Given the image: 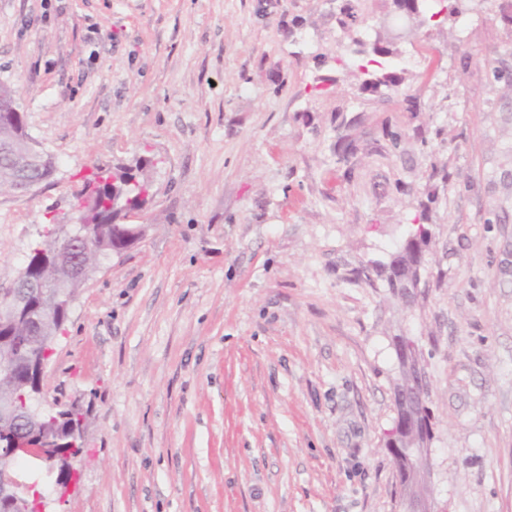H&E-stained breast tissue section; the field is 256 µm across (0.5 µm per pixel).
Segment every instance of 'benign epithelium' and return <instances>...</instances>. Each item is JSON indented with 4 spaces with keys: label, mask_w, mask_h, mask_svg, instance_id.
<instances>
[{
    "label": "benign epithelium",
    "mask_w": 512,
    "mask_h": 512,
    "mask_svg": "<svg viewBox=\"0 0 512 512\" xmlns=\"http://www.w3.org/2000/svg\"><path fill=\"white\" fill-rule=\"evenodd\" d=\"M0 120L11 128V135L0 140V158L13 170L9 189L28 193L51 174L52 164L27 135L25 122L16 108L0 109ZM74 212V223L64 225V231L40 255L39 261L45 266L63 267L68 272V280L83 283L96 268V264L88 260V248L83 246L85 230L97 224H112L114 220L111 211L101 207L91 212L80 204ZM428 238L429 231L417 225L388 266V277L394 287L408 299L413 298L414 289L421 281L423 241ZM54 300L50 287L30 276L26 267L12 286L0 293V317L14 321L21 329V335L14 338L13 349L5 358L27 357L39 379L44 374L48 355L32 353L28 339L36 332L49 335L50 330L44 326L35 306L40 303L47 308ZM394 348L399 380L394 391L396 421L389 440L390 455L404 461L406 467L402 512H435L426 482L433 434L426 405L429 382L412 341L403 336L395 342ZM0 440L12 448L11 458L0 461V512H45L47 497L31 495L32 485L24 479L23 469L15 466L12 458L21 456L26 464L43 466L50 475L66 471V451L62 444L41 433L34 419L20 420L16 410L4 403H0Z\"/></svg>",
    "instance_id": "obj_1"
}]
</instances>
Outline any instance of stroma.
<instances>
[{"label":"stroma","mask_w":512,"mask_h":512,"mask_svg":"<svg viewBox=\"0 0 512 512\" xmlns=\"http://www.w3.org/2000/svg\"><path fill=\"white\" fill-rule=\"evenodd\" d=\"M0 85L55 161L0 192V288L83 175L150 185L43 375L88 413L50 512H400L397 336L437 512H512V0H0ZM428 238L429 231L422 224H418L387 268L388 277L394 287L409 300L413 298L414 289L419 287L421 281L424 263L422 241Z\"/></svg>","instance_id":"stroma-1"}]
</instances>
